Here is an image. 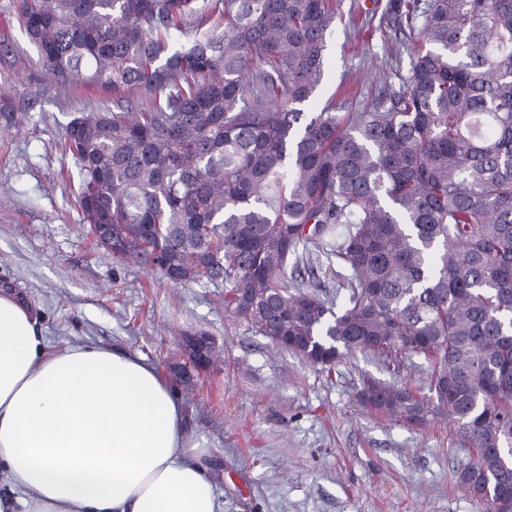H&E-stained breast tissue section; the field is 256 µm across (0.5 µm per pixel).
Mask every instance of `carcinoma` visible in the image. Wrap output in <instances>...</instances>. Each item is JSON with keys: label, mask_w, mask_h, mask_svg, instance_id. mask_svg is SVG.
<instances>
[{"label": "carcinoma", "mask_w": 512, "mask_h": 512, "mask_svg": "<svg viewBox=\"0 0 512 512\" xmlns=\"http://www.w3.org/2000/svg\"><path fill=\"white\" fill-rule=\"evenodd\" d=\"M224 34L170 46L195 0H21L56 84L112 108L79 113L66 149L83 223L115 226L278 351L332 371L371 354L366 412L452 421L466 493L512 495V0H393L383 20L419 44L368 111L306 112L336 0H216ZM313 244L348 304L310 289ZM428 363L429 397L396 379ZM448 378V396L435 383Z\"/></svg>", "instance_id": "cac0c4a2"}]
</instances>
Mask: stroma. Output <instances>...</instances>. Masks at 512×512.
Masks as SVG:
<instances>
[{"label":"stroma","instance_id":"1","mask_svg":"<svg viewBox=\"0 0 512 512\" xmlns=\"http://www.w3.org/2000/svg\"><path fill=\"white\" fill-rule=\"evenodd\" d=\"M389 6L341 0L308 111L330 100L368 110L391 67L408 71L415 45L382 23ZM18 13L19 0H0V109L28 116L0 120V289L31 306L52 344L136 353L173 384L182 336H210L223 366L178 394L184 437L205 448L224 512H486L456 483L469 454L446 419L412 427L359 407L361 377L380 374L370 356L310 366L225 311L222 281L175 285L96 246L64 142L78 112L112 97L54 84Z\"/></svg>","mask_w":512,"mask_h":512}]
</instances>
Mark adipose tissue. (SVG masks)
Masks as SVG:
<instances>
[{
	"label": "adipose tissue",
	"mask_w": 512,
	"mask_h": 512,
	"mask_svg": "<svg viewBox=\"0 0 512 512\" xmlns=\"http://www.w3.org/2000/svg\"><path fill=\"white\" fill-rule=\"evenodd\" d=\"M182 417L140 355L52 345L0 292V512H224Z\"/></svg>",
	"instance_id": "1"
}]
</instances>
